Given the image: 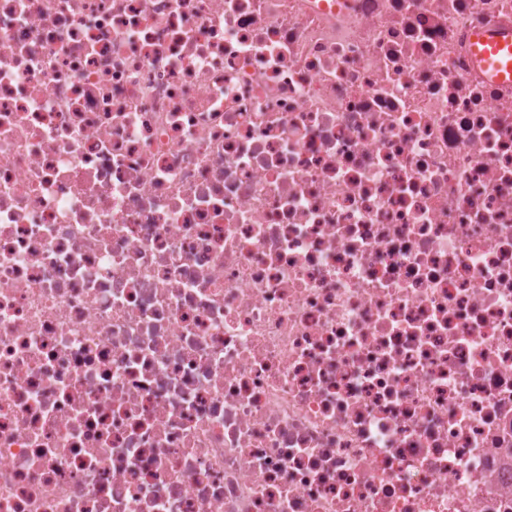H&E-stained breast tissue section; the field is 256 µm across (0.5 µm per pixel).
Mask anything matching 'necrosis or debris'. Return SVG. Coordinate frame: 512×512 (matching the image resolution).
Returning a JSON list of instances; mask_svg holds the SVG:
<instances>
[{"mask_svg": "<svg viewBox=\"0 0 512 512\" xmlns=\"http://www.w3.org/2000/svg\"><path fill=\"white\" fill-rule=\"evenodd\" d=\"M512 0H0V512H512ZM475 60L493 82H512V27L478 34Z\"/></svg>", "mask_w": 512, "mask_h": 512, "instance_id": "obj_1", "label": "necrosis or debris"}]
</instances>
